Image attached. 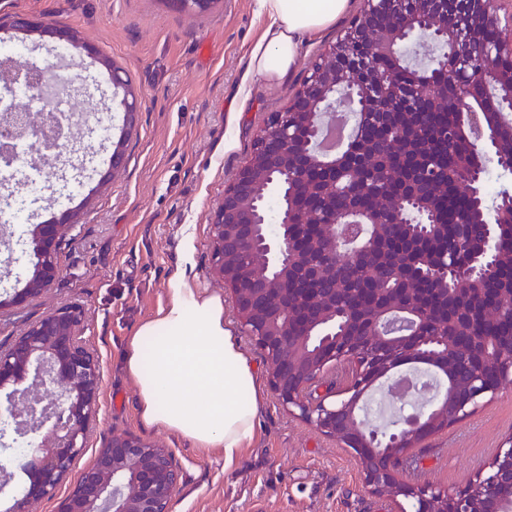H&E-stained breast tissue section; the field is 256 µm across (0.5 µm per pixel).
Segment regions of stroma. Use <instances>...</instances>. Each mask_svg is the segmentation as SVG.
Here are the masks:
<instances>
[{"mask_svg": "<svg viewBox=\"0 0 512 512\" xmlns=\"http://www.w3.org/2000/svg\"><path fill=\"white\" fill-rule=\"evenodd\" d=\"M349 11L315 36L302 38L294 70L279 80L246 77L248 53L267 21L255 0H215L204 14L175 11L169 0H0V42L22 43L28 62H54L50 38L24 35L14 15L70 29L80 41L59 73L72 87L76 121L96 117L120 130L122 114L107 70L84 44L122 67L142 98L126 162L102 176L110 152L89 133L46 166L37 194L9 186L0 208L26 200L29 221L62 211L77 223L61 244L59 277L51 288L12 304L25 285L29 244L0 245V346L28 324L73 305L83 311L81 339L99 359V424L68 476L76 482L112 433L130 431L169 449L180 471L172 512H391L372 494L343 443L289 414L264 390L257 437L232 465L138 416L135 384L122 368L130 336L165 306L168 281L184 274L194 287L224 293L211 266L213 211L224 188L248 160L259 131L281 111L328 43L343 36L363 8ZM192 240V256L184 242ZM512 437V380L460 422L406 458V473L442 490L467 486Z\"/></svg>", "mask_w": 512, "mask_h": 512, "instance_id": "35a3bbf8", "label": "stroma"}]
</instances>
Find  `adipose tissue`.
Segmentation results:
<instances>
[{
	"instance_id": "ef3b65f1",
	"label": "adipose tissue",
	"mask_w": 512,
	"mask_h": 512,
	"mask_svg": "<svg viewBox=\"0 0 512 512\" xmlns=\"http://www.w3.org/2000/svg\"><path fill=\"white\" fill-rule=\"evenodd\" d=\"M270 19L251 48L247 73L283 78L295 67L302 36L331 25L350 0H258ZM169 300L128 341L123 369L137 385L141 422L159 425L233 464L256 437L262 403L257 367L224 322L220 295L182 276Z\"/></svg>"
}]
</instances>
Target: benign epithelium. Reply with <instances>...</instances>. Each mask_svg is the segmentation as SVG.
I'll use <instances>...</instances> for the list:
<instances>
[{
	"mask_svg": "<svg viewBox=\"0 0 512 512\" xmlns=\"http://www.w3.org/2000/svg\"><path fill=\"white\" fill-rule=\"evenodd\" d=\"M501 2L367 0L348 29L353 41L341 37L329 44L286 108L271 115L251 156L224 188L211 224L213 269L230 291L235 317L267 361L268 384L278 402L349 448L361 465L366 487L394 502L404 498L410 509L402 512H508L512 503L498 494L512 491V439L499 448L489 471L462 489H436L404 475L402 461L409 449L421 446L499 391L482 371L470 366L464 350L457 361L459 376L424 400L410 417L396 416L392 430L373 431L361 418L371 393L404 367L398 356L407 345L434 348L430 369L448 370V336L430 334L424 309L404 298L397 267L381 277L383 287L375 289L377 304L336 311L340 292L336 257L365 253L372 239L370 225L403 221L415 204L412 199L385 195L381 182L369 180L376 204L370 209L361 205L354 171L341 167L357 138H351L341 154L326 155L322 119L345 102L361 128L372 112L371 98L380 93L407 112L448 108L457 113L463 128H479L480 135L471 138L476 173H453L451 178L472 199L468 222L486 225L488 244L495 245L494 225L504 211L512 210V195L503 193L493 208H485L484 162L492 156L509 171L512 157L497 153L495 128L487 125L486 109L480 104L494 99L498 121L512 118V79H501L512 44L484 39L485 31L500 30ZM11 25L55 39L58 49L76 43L69 30L27 16H14ZM420 31L432 34L443 46L433 62L438 68L435 80L402 82L391 70L381 74L379 61L405 59L403 44ZM99 61L109 71L115 93L122 95L129 134L142 109L139 94L121 67L102 57ZM24 82L48 104L57 94L49 90L42 65H30ZM297 124L307 127L306 139H296ZM25 135L56 143L64 133L48 107L35 122L25 111L3 113L0 159H9L13 142ZM305 170L330 175L325 208L309 215L298 205L308 189ZM271 199L275 200L274 233L269 230ZM75 221L76 215L67 212L51 224L33 225L26 288L13 300L51 287L61 271V242ZM296 222L320 225L325 240L313 262L288 248V226ZM290 268L320 284L302 289L301 320L292 300L296 289L288 287ZM338 319L344 324L361 323L360 335H336ZM81 321L79 308H59L30 323L8 347H0V416L12 421L15 435L38 439L32 453L0 461L1 485L13 481L18 472L24 476L14 489L11 512H30L32 504L55 495L97 424L102 374L99 360L81 341ZM339 365L351 367L342 398L332 403L322 397L312 400V388ZM47 384L60 390L58 398L44 396L42 388ZM178 482L179 470L167 449L133 433H114L60 499L56 512H170Z\"/></svg>",
	"mask_w": 512,
	"mask_h": 512,
	"instance_id": "1",
	"label": "benign epithelium"
}]
</instances>
